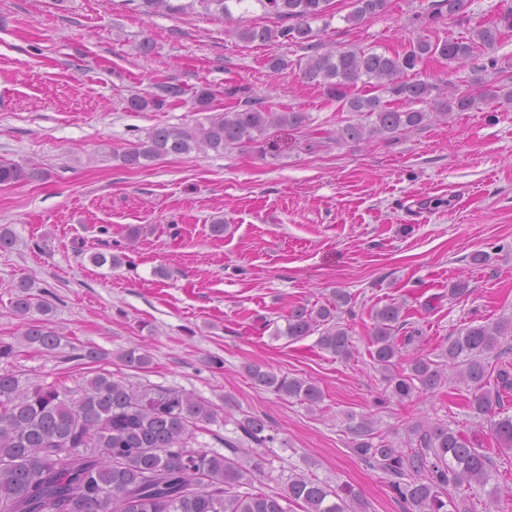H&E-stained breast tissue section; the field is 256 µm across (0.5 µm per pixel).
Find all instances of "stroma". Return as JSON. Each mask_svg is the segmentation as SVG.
<instances>
[{"label": "stroma", "instance_id": "1", "mask_svg": "<svg viewBox=\"0 0 512 512\" xmlns=\"http://www.w3.org/2000/svg\"><path fill=\"white\" fill-rule=\"evenodd\" d=\"M432 0H388L385 12L346 23L351 0H335L329 21L313 22L310 45L245 43L200 13L144 15L122 0H0V160L33 167L35 180L0 185V339L17 355L0 363L21 386L75 388L99 373L134 385L176 388L212 403L221 421L197 442L223 451L249 447L237 427L261 418L272 442L260 449V488L283 491L300 473L351 485L362 512H406L390 479L349 448L348 415L369 416L378 434L403 444L408 425L438 422L474 432L463 384L444 378L433 393L401 401L386 392L368 352L372 309L406 300L423 331L408 356L434 355L458 327L512 317V105L479 103L393 140L336 144L338 102L305 82L298 61L332 49L403 50L417 34L470 36L498 20L512 0H473L468 15L429 20ZM154 49L140 50L143 40ZM274 55L292 67L275 73ZM418 78L481 92L490 73L432 58ZM176 83L188 92L160 111L132 112L127 100ZM241 85L278 112H304L310 127L267 131L260 144L221 154L193 151L146 165L113 152L145 140L155 126L204 122L190 93L218 90L216 109L234 108L224 88ZM223 216L224 233L210 222ZM143 226L136 242L129 227ZM488 264L473 265L476 252ZM125 254L118 268L93 254ZM46 291L51 327L67 345L53 353L22 339L11 301L20 281ZM467 292L449 297L450 283ZM351 301L341 314L350 359L321 350L316 336L278 335L289 311L327 304L333 289ZM94 347L102 359H81ZM146 349L148 368L121 354ZM303 378L323 392L316 409L256 388L246 365ZM498 503L468 494V512H512V452L486 433Z\"/></svg>", "mask_w": 512, "mask_h": 512}]
</instances>
